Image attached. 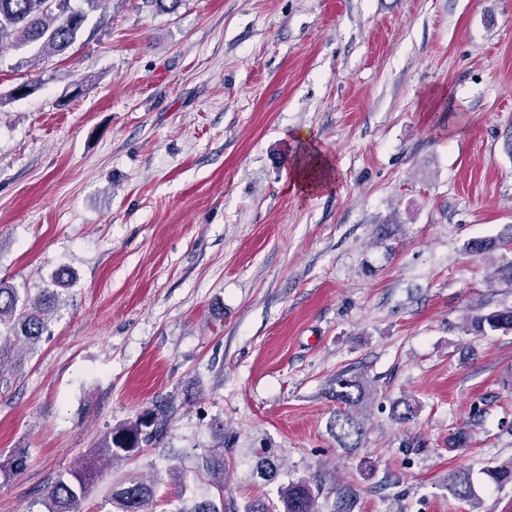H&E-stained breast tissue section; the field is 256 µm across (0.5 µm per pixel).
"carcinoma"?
<instances>
[{"mask_svg":"<svg viewBox=\"0 0 512 512\" xmlns=\"http://www.w3.org/2000/svg\"><path fill=\"white\" fill-rule=\"evenodd\" d=\"M87 13L74 10L70 0H0V47L9 41L16 47L37 44L43 52L61 55L77 41ZM499 240H477L468 245L476 255H489L502 249ZM55 294H43L35 300L20 298L17 289L0 280V369L9 360V352L29 347L40 340L47 330L48 316L55 306ZM481 333L512 331V307L493 309L471 319ZM333 397L338 403L331 420V432L339 447L355 451L362 447L365 434L359 408L370 395L368 382L360 376L342 373L332 379ZM169 407L159 403L134 424L109 431L99 447L77 467L61 474L48 488L43 498L44 512H82L81 505L88 491L103 476L107 467L135 451L142 428L156 433L163 431ZM283 467L282 459L264 451L257 457L255 477L266 484L275 482ZM194 469L206 476L217 495L184 500L177 512H224V442L196 457ZM486 481L497 488L512 484V459L484 470ZM324 489L320 479L299 478L278 487L277 499L255 500L244 506L243 512H320L318 499ZM448 490L470 505H476L477 495L469 474L457 470L448 473ZM156 488L148 477L130 474L112 486L109 512H154Z\"/></svg>","mask_w":512,"mask_h":512,"instance_id":"obj_1","label":"carcinoma"}]
</instances>
